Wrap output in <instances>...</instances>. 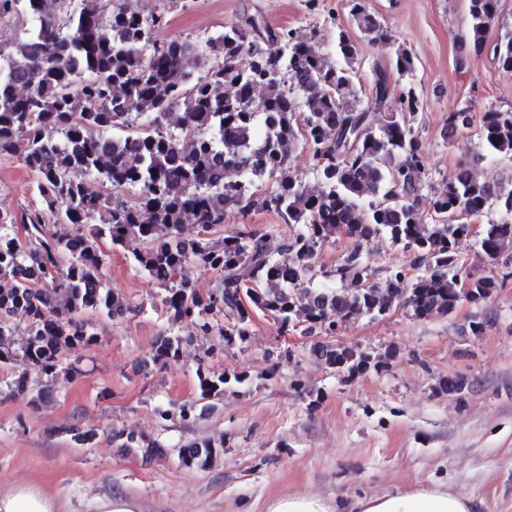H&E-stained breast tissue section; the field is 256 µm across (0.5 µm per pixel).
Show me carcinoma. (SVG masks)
I'll list each match as a JSON object with an SVG mask.
<instances>
[{
  "label": "carcinoma",
  "instance_id": "1",
  "mask_svg": "<svg viewBox=\"0 0 512 512\" xmlns=\"http://www.w3.org/2000/svg\"><path fill=\"white\" fill-rule=\"evenodd\" d=\"M499 0H469L473 51L497 59L512 72V28L496 37ZM358 30L380 47L391 43L387 28L365 0H345ZM27 14L32 25L0 47V158L25 141L24 165L36 179L42 209L22 215L26 241L15 233V217L0 213V341L10 319L21 314L29 334L17 353L0 350V363L20 362L52 374L61 347L93 342L86 312L122 316L125 304L100 281L106 255L97 244L107 236L120 245L139 238L148 247L136 255L140 267L166 291L173 323L189 322L208 335L217 317L247 334L252 313L270 312L286 328L307 323L327 335L351 319H380L403 306L424 320L446 317L463 301L486 302L512 276V188L496 191L470 174L462 162L445 188L433 194L432 223L420 220L417 203L426 177L422 146L410 122L422 102L410 88L397 112L375 115L388 88L380 71L372 100L362 105L352 67L356 54L349 32L338 33L341 62L329 65L297 31L251 38L232 25L194 41L159 40L163 12L144 16L122 0H57L51 13L41 0H0V20ZM193 57L205 75L180 71ZM474 123L466 109L448 113L447 128ZM479 135L499 160L512 163V111L485 112ZM193 140L191 149L184 147ZM313 160L317 188L294 174L295 154ZM93 175L112 185L104 199L74 178ZM268 176L273 188L252 191ZM497 203L503 220L486 226L478 245L502 276L463 269L459 248L476 216ZM255 209L274 211L301 228L279 256L264 237L229 235L220 240H181L186 224L205 232L232 216ZM99 221L90 236L57 238L51 224L82 226ZM384 234L410 256L404 267L376 280L366 243ZM343 235L351 247L333 275L349 288H316L312 260L321 245ZM190 260L215 273L204 299L180 277ZM34 267L48 284L31 288L15 270ZM248 305H242L239 293ZM182 339H157L153 361L176 353ZM327 361L349 374L369 369L371 355L350 347Z\"/></svg>",
  "mask_w": 512,
  "mask_h": 512
}]
</instances>
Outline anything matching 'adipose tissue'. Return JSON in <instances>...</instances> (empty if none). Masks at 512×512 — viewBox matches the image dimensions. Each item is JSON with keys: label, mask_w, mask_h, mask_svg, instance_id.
Listing matches in <instances>:
<instances>
[{"label": "adipose tissue", "mask_w": 512, "mask_h": 512, "mask_svg": "<svg viewBox=\"0 0 512 512\" xmlns=\"http://www.w3.org/2000/svg\"><path fill=\"white\" fill-rule=\"evenodd\" d=\"M52 495L27 487L0 491V512H60ZM469 497L438 487L397 491L356 499L349 512H472Z\"/></svg>", "instance_id": "1"}]
</instances>
